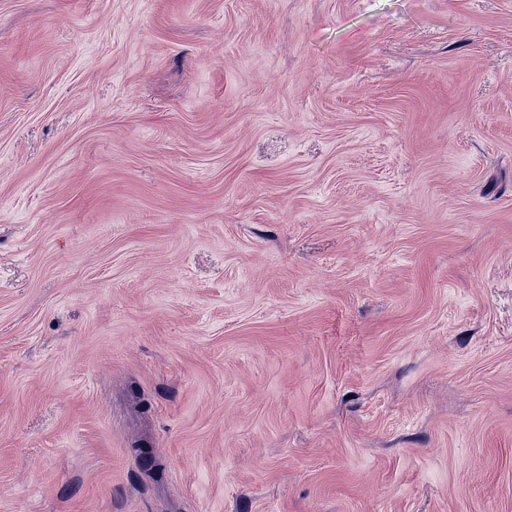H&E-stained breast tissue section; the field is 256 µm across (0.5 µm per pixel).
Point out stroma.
<instances>
[{"label":"stroma","mask_w":512,"mask_h":512,"mask_svg":"<svg viewBox=\"0 0 512 512\" xmlns=\"http://www.w3.org/2000/svg\"><path fill=\"white\" fill-rule=\"evenodd\" d=\"M0 512H512V0H0Z\"/></svg>","instance_id":"stroma-1"}]
</instances>
